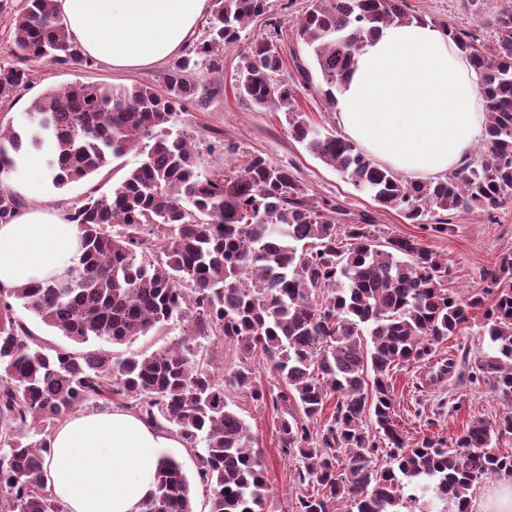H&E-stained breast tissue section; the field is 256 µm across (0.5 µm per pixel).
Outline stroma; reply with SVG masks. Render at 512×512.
I'll use <instances>...</instances> for the list:
<instances>
[{
	"mask_svg": "<svg viewBox=\"0 0 512 512\" xmlns=\"http://www.w3.org/2000/svg\"><path fill=\"white\" fill-rule=\"evenodd\" d=\"M414 16L433 24L443 22L478 24L482 14L494 11L505 0H484L481 9L465 8L463 0H407ZM309 0H269L268 12L252 22L248 35H256L279 25L283 33L281 51L286 60L280 73L289 80L296 74L288 53L295 45L293 22L306 10ZM241 46L227 48L217 58L216 67L196 71L192 79L199 100L186 104L178 116V127L187 129L201 156L202 174L239 169L247 156L263 155L278 164L294 165L314 198L340 199L353 212L374 216L372 233L383 238L413 237L447 259L452 269L451 285L463 291L476 286L480 270L489 267L504 248L512 246V205L502 210L496 223L486 216L463 213L455 220L452 233H437L426 224H413L403 214L377 207L373 199L357 191L336 170L313 157L288 133L284 112L256 111L234 90ZM166 64L138 70H117L101 61L92 65L33 64L30 83L7 102H0V123L19 122L32 103L46 90L75 84L96 83L112 86L147 84L161 86ZM137 161L134 154L113 160L101 173L89 180L59 191L46 186L41 196L30 198L33 206L50 205L68 212L91 189L108 191ZM397 398L396 415L407 445L423 439H442L454 445L472 420L481 418L497 424L506 407L488 385H472L465 369L437 386L428 385L420 368L408 367L393 377ZM232 408L246 421L260 448L269 486L264 512H293L298 489L294 485L295 462L282 454L277 437V414L269 403L250 394L233 395Z\"/></svg>",
	"mask_w": 512,
	"mask_h": 512,
	"instance_id": "35a3bbf8",
	"label": "stroma"
}]
</instances>
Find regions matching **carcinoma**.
I'll return each instance as SVG.
<instances>
[{
    "instance_id": "obj_1",
    "label": "carcinoma",
    "mask_w": 512,
    "mask_h": 512,
    "mask_svg": "<svg viewBox=\"0 0 512 512\" xmlns=\"http://www.w3.org/2000/svg\"><path fill=\"white\" fill-rule=\"evenodd\" d=\"M267 9V0H214L203 38L170 62L160 88L48 90L23 125H0V177L18 170L15 154L24 147L44 156L56 189L130 152L138 156L109 191L66 214L81 231V255L64 275L0 290V512H62L44 474L53 430L100 403L175 431L198 458L209 512H263L262 453L231 408L226 384L272 401L281 451L297 460L296 512H337L338 503L343 512H401L405 488L431 482L457 512H468L474 485L512 479V455L491 447L481 419L450 449L429 439L406 445L392 384L395 370L424 364L479 313L478 335L495 353L461 364L472 382H489L512 407V248L479 272L477 287L459 293L448 286V260L416 238H377L372 216L354 219L337 199L315 200L294 166L251 154L238 170L203 177L190 134L173 131L197 92L190 75L239 42ZM408 9L406 0H310L294 22L314 64L292 53L301 84L325 88L336 106L354 54L383 27L413 19ZM486 25L489 37L442 24L482 74L486 98L483 147L443 180L403 179L344 136L315 127L296 103L294 83L275 79L284 66L277 27L252 37L235 89L259 110L285 112L293 139L379 208L449 232L458 213L491 217L512 202V7ZM11 39L18 63L0 66V102L29 83L30 62L91 64L53 0H24L11 15ZM20 208L1 183L0 223ZM19 307L90 349L43 346ZM174 320L183 332L164 350L91 348H129ZM224 340L237 357L227 383L200 357L203 342ZM258 358L281 378L277 392L258 388ZM381 453L389 465L378 469ZM142 512H195L176 459H161Z\"/></svg>"
}]
</instances>
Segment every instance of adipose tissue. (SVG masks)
I'll return each mask as SVG.
<instances>
[{
    "label": "adipose tissue",
    "instance_id": "adipose-tissue-1",
    "mask_svg": "<svg viewBox=\"0 0 512 512\" xmlns=\"http://www.w3.org/2000/svg\"><path fill=\"white\" fill-rule=\"evenodd\" d=\"M84 54L135 70L177 54L207 0H55ZM478 74L445 32L416 18L382 28L336 91L346 138L413 180L463 166L484 132ZM78 225L51 208L24 207L0 224V287L60 276L79 252ZM178 435L122 407L78 412L56 427L46 480L66 512H141Z\"/></svg>",
    "mask_w": 512,
    "mask_h": 512
}]
</instances>
